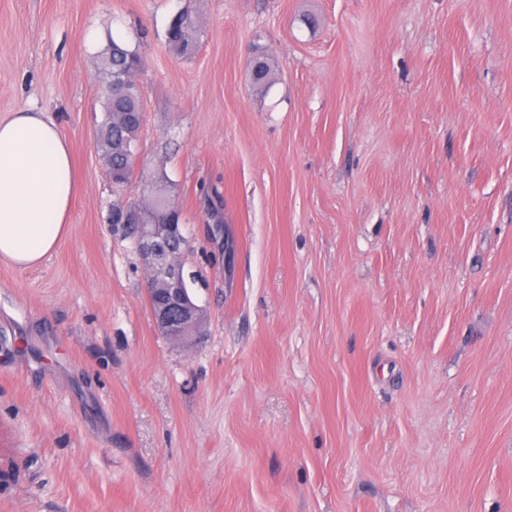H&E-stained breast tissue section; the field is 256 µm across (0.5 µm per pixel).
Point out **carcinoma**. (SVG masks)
Masks as SVG:
<instances>
[{
	"label": "carcinoma",
	"instance_id": "obj_1",
	"mask_svg": "<svg viewBox=\"0 0 512 512\" xmlns=\"http://www.w3.org/2000/svg\"><path fill=\"white\" fill-rule=\"evenodd\" d=\"M168 45L182 57H192L200 46V33L196 29L190 11L184 9L175 14L166 30ZM143 67V60L135 49L108 37L107 46L98 55L97 77L100 83L103 120L99 126L97 142L103 159L108 166L112 185L124 189L135 173L139 156V140L143 122V92L137 74ZM273 68L264 55H257L250 61V79L257 88L267 87L272 80ZM150 182L159 186L158 193L146 199L144 204L130 202L125 210L112 207V214L118 218L124 212L136 211L140 220L146 219V212L171 223L178 224L181 213L175 205V187L162 171L156 173Z\"/></svg>",
	"mask_w": 512,
	"mask_h": 512
}]
</instances>
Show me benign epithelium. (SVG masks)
<instances>
[{
    "label": "benign epithelium",
    "mask_w": 512,
    "mask_h": 512,
    "mask_svg": "<svg viewBox=\"0 0 512 512\" xmlns=\"http://www.w3.org/2000/svg\"><path fill=\"white\" fill-rule=\"evenodd\" d=\"M140 229L141 233L134 240V245L147 270L152 271L159 263H165L161 286L166 302L152 309L154 320L170 339L184 343L189 340V334L199 332L203 309L194 303L186 288L180 256L166 254L159 247V242L168 238L171 225L156 221L142 224Z\"/></svg>",
    "instance_id": "7a95c632"
}]
</instances>
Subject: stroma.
<instances>
[{"label":"stroma","instance_id":"stroma-1","mask_svg":"<svg viewBox=\"0 0 512 512\" xmlns=\"http://www.w3.org/2000/svg\"><path fill=\"white\" fill-rule=\"evenodd\" d=\"M110 36L144 60L119 193ZM19 110L77 183L56 252L0 261V512H512V0H0ZM159 171L205 314L187 345L112 222ZM168 45L182 57H192L200 46V33L196 29L190 11L184 9L175 14L166 30ZM142 67L137 50L129 49L112 36L98 55L103 120L97 142L108 166L107 174L118 190H123L133 178L139 156L144 97L137 74ZM111 79L112 95L107 88ZM250 79L253 86L257 88L267 87L273 74L270 60L264 55H256L250 61Z\"/></svg>","mask_w":512,"mask_h":512}]
</instances>
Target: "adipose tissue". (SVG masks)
Listing matches in <instances>:
<instances>
[{
	"label": "adipose tissue",
	"mask_w": 512,
	"mask_h": 512,
	"mask_svg": "<svg viewBox=\"0 0 512 512\" xmlns=\"http://www.w3.org/2000/svg\"><path fill=\"white\" fill-rule=\"evenodd\" d=\"M75 172L56 123L39 112L0 119V260L35 267L70 231Z\"/></svg>",
	"instance_id": "1"
}]
</instances>
